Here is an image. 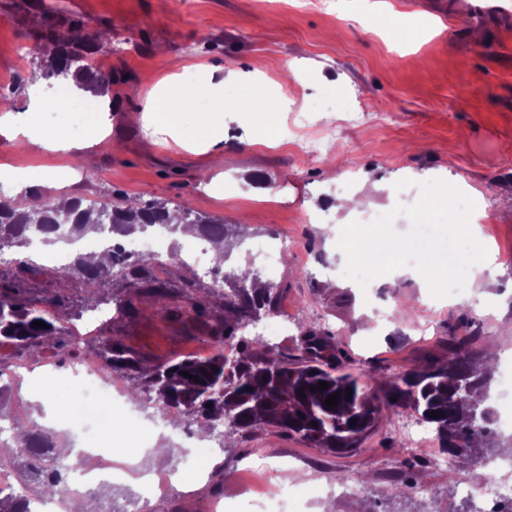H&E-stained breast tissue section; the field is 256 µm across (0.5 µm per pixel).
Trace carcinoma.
I'll return each instance as SVG.
<instances>
[{
	"mask_svg": "<svg viewBox=\"0 0 512 512\" xmlns=\"http://www.w3.org/2000/svg\"><path fill=\"white\" fill-rule=\"evenodd\" d=\"M108 37L107 29L89 36L78 25L65 33L41 34L44 44L38 50L51 59L46 75L71 77L96 95L105 92L112 85V73H99L89 66L87 58L98 52ZM158 224L173 234L178 230L190 232L210 244H222L230 235L224 220L196 213L185 205L171 208L163 201L130 202L120 197L89 204L73 198L43 206L37 200L22 203L1 199L0 250L27 246L29 233L35 228L43 242L53 243L60 234L79 238L106 227L112 236L122 239L145 234ZM107 256V263L100 266H92L77 256L57 276L64 282L80 279L93 292L119 275L131 288L163 294L150 259L124 257L112 250L107 251ZM223 284L231 289L224 293V308L231 320L223 323L222 341L235 338L236 332L256 320L261 311L277 307L278 293L261 284L256 276L243 279L230 272L224 275ZM35 321H42L49 328H35ZM59 334L53 321L35 309L31 301L15 295L9 282L0 279V347H15L32 360L43 349L57 346ZM297 350L299 359L285 362L269 355L262 340H242L237 343L236 354L229 358L220 351L208 363L179 360L150 368L126 357L115 341L94 353L105 357L112 367L129 373L134 381V389L129 391L132 399H138L143 390L153 392L156 405L183 406L186 414L195 416L208 433L220 424L238 431L266 425L297 435L315 448L347 451L356 447L374 426L383 407L407 406L434 427L441 449L455 461L467 462L474 468L481 466L484 455L480 447L490 444V426L495 421L493 408L486 404L492 376L478 372V359L463 345L449 348L448 357L442 361L394 378L381 398L368 394L357 378L343 371L342 352L332 334L304 327L297 339ZM214 366L218 371L212 370ZM183 371L198 380L181 375ZM217 382L224 385L223 397L209 404L200 400V394ZM320 382L328 383V389H316ZM348 388L352 389L350 395L346 393ZM299 389L304 396H297ZM337 391L341 392L338 404L326 408V398ZM432 412L438 416L430 417ZM61 442L59 436L41 429L27 434L12 447L1 448L0 459L62 455L65 449L60 447Z\"/></svg>",
	"mask_w": 512,
	"mask_h": 512,
	"instance_id": "1",
	"label": "carcinoma"
}]
</instances>
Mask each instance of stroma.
Masks as SVG:
<instances>
[{"mask_svg": "<svg viewBox=\"0 0 512 512\" xmlns=\"http://www.w3.org/2000/svg\"><path fill=\"white\" fill-rule=\"evenodd\" d=\"M480 1L335 0L329 14L318 0H62L59 13L48 15L42 0H0V77L8 79L0 93L11 98L10 113L27 115L31 132L23 144L0 133V192L16 197L9 172L15 164L46 196L155 199L246 225L225 263L229 270L254 255L257 242L288 236L279 264L255 262L262 280L280 289L278 312L296 322L270 354L296 360L299 325L331 333L348 372L369 391L445 359L472 318L479 328L472 351L496 364L512 353V152L501 148L512 139V20L482 18ZM392 14L425 26L396 38L382 24ZM75 22L112 31L99 48L112 71L103 97L111 146L96 151L89 167L80 155L41 145L49 133L68 136L74 116L42 109L57 80L45 75L37 34L49 24L64 32ZM218 83L227 90L266 85L269 125L256 127L240 101L228 98L216 124L222 141L199 145L197 115L184 109L180 91L191 86L211 105ZM324 94L332 105L312 126L298 128L296 112ZM344 112L362 113L361 123L341 124ZM310 138L328 149L304 153ZM404 179L411 182L410 205L421 181L471 189L477 211L489 216L486 235L501 261L493 292L471 280L463 301L437 298L411 267L364 287L344 277L342 228L394 209L392 189ZM345 180L352 195L366 197V207L334 213L327 224L305 223L330 207L328 190ZM156 275L173 310L168 317L157 314L155 296L118 276L92 293L35 265L20 274L0 268L22 298L53 300L73 320L113 300L135 307L106 333L144 366L197 354L215 342L226 315L220 293L194 267L172 264ZM196 298L206 301L207 318L186 315ZM126 412L112 430L97 433L99 442L136 457L164 447L151 457L154 466L179 461L180 446L157 428L160 411L149 394ZM405 414L383 410L375 430L348 453L311 447L268 426L225 431L230 450L203 462L207 479L177 486L168 512H210L217 498L228 512H258L249 498L264 480L252 468L261 453L292 461L295 512H319L323 483L339 478L352 492L335 497V512H444L457 484L435 463L436 449L407 446L397 427ZM410 480L430 489V498L402 494Z\"/></svg>", "mask_w": 512, "mask_h": 512, "instance_id": "1", "label": "stroma"}]
</instances>
